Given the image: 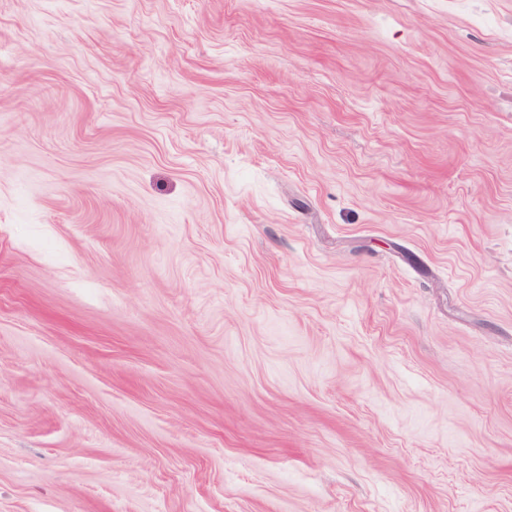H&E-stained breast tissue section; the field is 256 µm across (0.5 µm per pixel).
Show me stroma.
Wrapping results in <instances>:
<instances>
[{"instance_id":"obj_1","label":"stroma","mask_w":512,"mask_h":512,"mask_svg":"<svg viewBox=\"0 0 512 512\" xmlns=\"http://www.w3.org/2000/svg\"><path fill=\"white\" fill-rule=\"evenodd\" d=\"M0 512H512V0H0Z\"/></svg>"}]
</instances>
